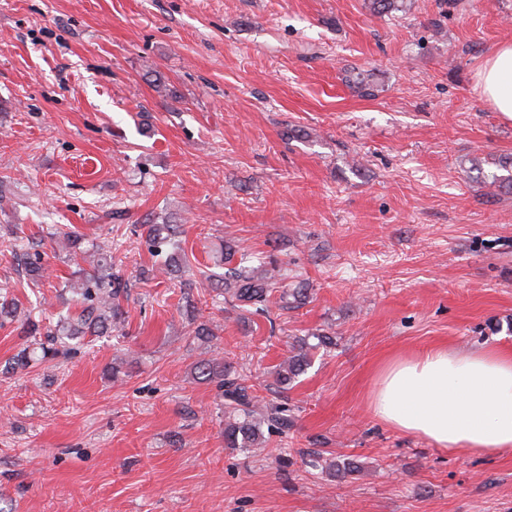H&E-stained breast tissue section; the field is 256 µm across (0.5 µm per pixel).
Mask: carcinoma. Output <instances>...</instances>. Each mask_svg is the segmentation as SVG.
Segmentation results:
<instances>
[{"instance_id":"cac0c4a2","label":"carcinoma","mask_w":512,"mask_h":512,"mask_svg":"<svg viewBox=\"0 0 512 512\" xmlns=\"http://www.w3.org/2000/svg\"><path fill=\"white\" fill-rule=\"evenodd\" d=\"M406 0H371L370 5L378 14L402 11ZM146 243L151 252L161 257L160 268L171 275L190 271L189 257L181 246L180 231L167 221L142 225ZM238 250L233 244L224 245V277L214 280V289L224 293V300L232 306L255 314L267 311L275 294L286 305L301 304L306 299L307 289L298 285L283 288L282 280L275 269L261 262L249 269L236 262ZM28 279L38 283L45 277L46 267L40 254L26 262ZM66 287L76 298L78 311L69 314L55 331L47 334L50 346L44 354L56 356L59 351L70 350L69 341H82L87 336H99L118 327L120 320L119 299L125 293L127 284L112 272V256L102 255L93 272L82 271L75 280L66 282ZM313 345L302 339L276 370L278 386L295 382L311 363L310 350ZM194 370L198 378L214 381L224 399V447L264 448V432L285 434L293 427L294 421L289 409L265 403L245 383L240 374L227 367L223 361L213 358L196 363Z\"/></svg>"}]
</instances>
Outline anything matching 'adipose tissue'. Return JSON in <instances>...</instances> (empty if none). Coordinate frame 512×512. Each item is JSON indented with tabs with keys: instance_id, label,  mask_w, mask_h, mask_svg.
<instances>
[{
	"instance_id": "adipose-tissue-1",
	"label": "adipose tissue",
	"mask_w": 512,
	"mask_h": 512,
	"mask_svg": "<svg viewBox=\"0 0 512 512\" xmlns=\"http://www.w3.org/2000/svg\"><path fill=\"white\" fill-rule=\"evenodd\" d=\"M481 96L512 119V42L495 46L478 75ZM370 404L401 432L451 452L512 449V356L492 350L460 356L445 348L398 359L380 374Z\"/></svg>"
}]
</instances>
